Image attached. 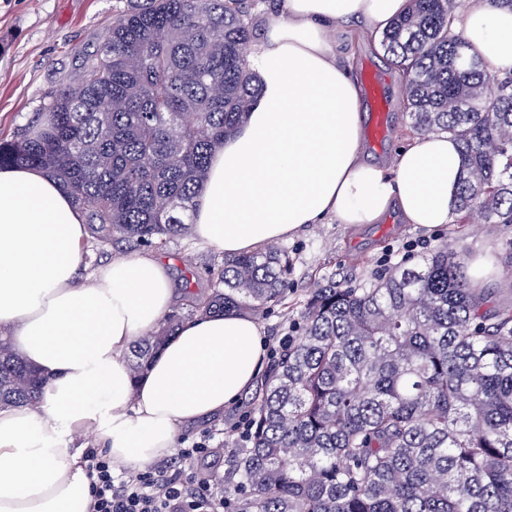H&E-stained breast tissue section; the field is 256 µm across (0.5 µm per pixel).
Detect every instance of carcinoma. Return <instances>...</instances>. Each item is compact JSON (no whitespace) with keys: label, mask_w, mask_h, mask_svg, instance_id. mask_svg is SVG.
Returning a JSON list of instances; mask_svg holds the SVG:
<instances>
[{"label":"carcinoma","mask_w":512,"mask_h":512,"mask_svg":"<svg viewBox=\"0 0 512 512\" xmlns=\"http://www.w3.org/2000/svg\"><path fill=\"white\" fill-rule=\"evenodd\" d=\"M263 0H126L77 78L47 93L0 166L38 167L83 210L88 238L161 249L193 237L213 151L259 92L248 47ZM459 0H413L379 43L408 86L418 134L461 147L455 212L512 224V74L491 75L451 33ZM444 243L368 288L313 289L297 335L252 399L224 473V512H512V306L471 286ZM195 312L283 303L292 259H215ZM180 323L134 341L142 373ZM0 335V405L41 398Z\"/></svg>","instance_id":"obj_1"}]
</instances>
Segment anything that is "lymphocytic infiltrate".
<instances>
[{"mask_svg":"<svg viewBox=\"0 0 512 512\" xmlns=\"http://www.w3.org/2000/svg\"><path fill=\"white\" fill-rule=\"evenodd\" d=\"M205 447L183 449L177 467L114 473L111 458L98 449L85 453L94 479L91 512H224V487L196 477Z\"/></svg>","mask_w":512,"mask_h":512,"instance_id":"f902f5d3","label":"lymphocytic infiltrate"}]
</instances>
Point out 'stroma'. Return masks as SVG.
<instances>
[{
	"instance_id": "stroma-1",
	"label": "stroma",
	"mask_w": 512,
	"mask_h": 512,
	"mask_svg": "<svg viewBox=\"0 0 512 512\" xmlns=\"http://www.w3.org/2000/svg\"><path fill=\"white\" fill-rule=\"evenodd\" d=\"M118 0H0V138L17 134L33 112L39 110L49 90L73 79L85 52L104 42ZM353 74L373 70L389 103L386 134L376 143L364 142L363 159L388 164L396 150L414 135L404 103L407 90L399 69L388 62L378 41L354 31L347 46ZM429 247L456 241L468 250L470 264L489 268L482 285L492 289L500 305H512V277L506 268V247L512 242V225L487 224L473 218L428 229L401 223L390 216L382 224H309L283 241L293 260L286 306L255 311L254 317L268 342L266 361H273L282 337L291 335L296 318L313 288L333 280L341 287L366 288L393 267L422 261ZM214 247L180 238L170 242L171 279L182 287L187 271L195 273L198 293H208L205 266ZM252 391H245L222 415L185 429L180 448L202 442L209 453L198 464L200 472L223 476L233 446L232 432L249 410Z\"/></svg>"
}]
</instances>
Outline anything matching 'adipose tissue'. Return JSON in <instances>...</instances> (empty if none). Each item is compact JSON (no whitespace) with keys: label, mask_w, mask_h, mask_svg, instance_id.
I'll return each mask as SVG.
<instances>
[{"label":"adipose tissue","mask_w":512,"mask_h":512,"mask_svg":"<svg viewBox=\"0 0 512 512\" xmlns=\"http://www.w3.org/2000/svg\"><path fill=\"white\" fill-rule=\"evenodd\" d=\"M411 0H281L251 57L262 92L215 152L196 237L233 257L308 224L450 223L463 175L458 141L414 136L391 166L361 153V90L336 49L337 24L379 33ZM454 35L493 75L512 73V9L460 0ZM87 237L72 197L43 170L0 168V332L44 380L38 402L0 408V512H88L91 479L77 432L94 429L114 465L140 470L171 453L182 426L252 386L267 340L247 311L183 321L141 377L128 350L171 310L168 265L118 259L78 283Z\"/></svg>","instance_id":"1"}]
</instances>
